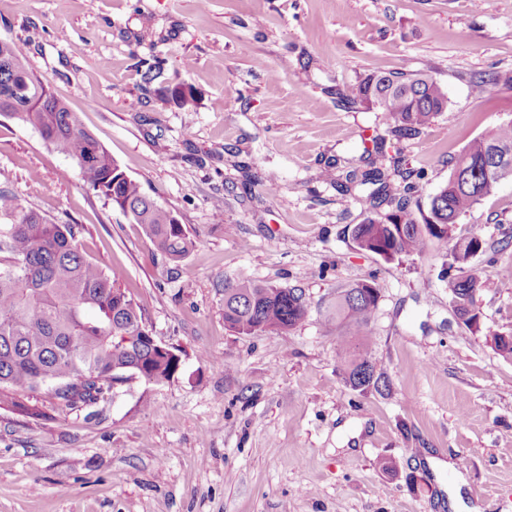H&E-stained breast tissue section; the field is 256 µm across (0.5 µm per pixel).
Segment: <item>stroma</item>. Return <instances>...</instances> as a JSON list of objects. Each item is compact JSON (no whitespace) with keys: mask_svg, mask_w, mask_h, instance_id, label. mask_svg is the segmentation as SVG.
Segmentation results:
<instances>
[{"mask_svg":"<svg viewBox=\"0 0 512 512\" xmlns=\"http://www.w3.org/2000/svg\"><path fill=\"white\" fill-rule=\"evenodd\" d=\"M0 38L27 43L28 68L196 242L168 260L36 130L0 116V191L82 225V253L182 359L169 382L135 379L93 407L59 411L45 388L26 398L40 417L0 405V512H450L453 478L426 460L464 455L463 512H512V361L484 338L512 330V181L392 261L351 237L368 187L335 185L396 157L427 203L472 139L512 120V0H0ZM416 71L448 97L417 136L347 103L366 75ZM473 73L494 77L490 95L473 94ZM178 84L194 101H172ZM476 229L473 334L448 262ZM241 277L300 289L304 321L227 330L224 289ZM364 281L379 304L359 333L384 385L360 391L330 312L337 288Z\"/></svg>","mask_w":512,"mask_h":512,"instance_id":"35a3bbf8","label":"stroma"}]
</instances>
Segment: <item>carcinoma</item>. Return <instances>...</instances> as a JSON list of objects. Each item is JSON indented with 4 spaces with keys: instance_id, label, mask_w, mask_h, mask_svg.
<instances>
[{
    "instance_id": "1",
    "label": "carcinoma",
    "mask_w": 512,
    "mask_h": 512,
    "mask_svg": "<svg viewBox=\"0 0 512 512\" xmlns=\"http://www.w3.org/2000/svg\"><path fill=\"white\" fill-rule=\"evenodd\" d=\"M350 104L376 109L391 122L397 138L415 136L443 112L444 87L430 74L369 75L352 90ZM39 132L55 151L68 157L83 182L116 206L128 207L160 252L180 261L195 247L174 213L149 198L82 124L77 113L55 97L47 81L25 64V45L4 40L0 47V114ZM400 178L395 210L370 215L354 227L362 251L387 261L421 252L432 239L448 238L452 225L470 213L497 186L512 180V121L474 138L453 161L448 181L429 197L427 208L413 211L419 186L412 174L393 166ZM371 184L370 203L392 202L387 177L365 170L340 184ZM77 224H57L22 208L0 191V397L27 416L40 412L21 395L46 384L59 405L74 409L106 401L113 383L138 374L147 382L170 381L179 370L144 339L143 307L116 288L105 270L82 254ZM485 248L478 232L457 239L448 264V288L470 332L481 330L474 290L482 289L471 272L470 256ZM379 293L369 282L337 292L336 317L358 328L368 325ZM308 300L294 288L241 278L224 289V326L244 336L285 332L307 314ZM496 354L512 360V332L485 335ZM348 382L356 390L378 387L368 339L347 344Z\"/></svg>"
}]
</instances>
